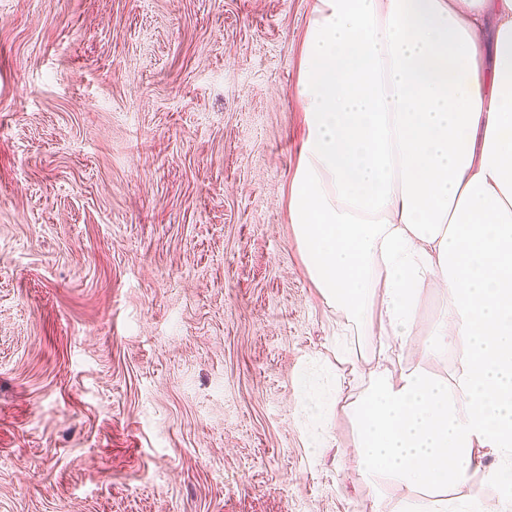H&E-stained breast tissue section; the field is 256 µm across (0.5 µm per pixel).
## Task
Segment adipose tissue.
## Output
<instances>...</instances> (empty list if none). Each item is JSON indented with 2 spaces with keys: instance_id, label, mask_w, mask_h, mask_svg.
<instances>
[{
  "instance_id": "obj_1",
  "label": "adipose tissue",
  "mask_w": 512,
  "mask_h": 512,
  "mask_svg": "<svg viewBox=\"0 0 512 512\" xmlns=\"http://www.w3.org/2000/svg\"><path fill=\"white\" fill-rule=\"evenodd\" d=\"M295 94L306 135L289 216L320 294L409 338L427 281L446 288L466 360L448 383L379 370L351 409L372 486L464 485L497 455L512 512V0H314Z\"/></svg>"
}]
</instances>
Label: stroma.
Here are the masks:
<instances>
[{
  "label": "stroma",
  "mask_w": 512,
  "mask_h": 512,
  "mask_svg": "<svg viewBox=\"0 0 512 512\" xmlns=\"http://www.w3.org/2000/svg\"><path fill=\"white\" fill-rule=\"evenodd\" d=\"M313 0H0V512H402L354 466L370 373L288 213ZM335 386L325 445L305 379Z\"/></svg>",
  "instance_id": "35a3bbf8"
}]
</instances>
